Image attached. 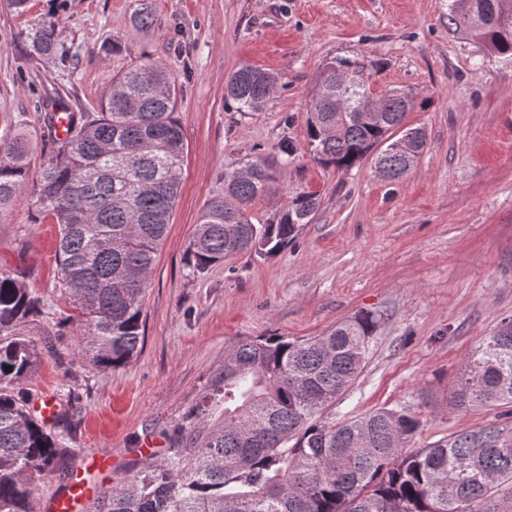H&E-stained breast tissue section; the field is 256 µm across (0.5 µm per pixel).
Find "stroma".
I'll use <instances>...</instances> for the list:
<instances>
[{
  "label": "stroma",
  "mask_w": 512,
  "mask_h": 512,
  "mask_svg": "<svg viewBox=\"0 0 512 512\" xmlns=\"http://www.w3.org/2000/svg\"><path fill=\"white\" fill-rule=\"evenodd\" d=\"M149 6L151 26L138 24ZM449 0H0V138L26 133L39 170L54 149L44 117L60 96L96 111L113 76L146 60L166 63L179 90L186 145L179 197L143 305L144 344L130 363L101 369L58 339L65 308L58 227L33 223L23 193L0 215V262L23 273L42 311L26 325L40 357L22 384L31 411L57 407L46 428L64 449L40 479V507L72 484L91 497L146 459L166 455L173 427L199 404L241 343L272 334L325 335L362 311L381 314L373 355L327 420L404 407L421 420L412 450L500 420V408L461 409L452 396L471 352L512 319V61L489 55L448 26ZM54 20L70 56L34 58L32 28ZM381 64L374 91L403 88L406 117L427 146L391 181L373 158L339 169L315 162L308 104L333 58ZM250 65L279 77L278 93L243 112L224 98L226 78ZM293 148L281 159L280 145ZM277 160L278 189L248 214L263 224L296 194H316L311 223L280 253H242L188 276L195 222L224 190L225 172ZM83 397L74 402L69 388Z\"/></svg>",
  "instance_id": "stroma-1"
}]
</instances>
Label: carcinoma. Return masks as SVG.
I'll use <instances>...</instances> for the list:
<instances>
[{
  "label": "carcinoma",
  "instance_id": "carcinoma-1",
  "mask_svg": "<svg viewBox=\"0 0 512 512\" xmlns=\"http://www.w3.org/2000/svg\"><path fill=\"white\" fill-rule=\"evenodd\" d=\"M449 24L487 52L512 60V0H452ZM58 22L29 35L37 57L58 54ZM378 63L336 57L323 69L309 105L314 161L348 169L373 150L377 168L401 178L422 154L426 136L395 148L412 95L389 89L368 118L355 101L371 91ZM278 78L245 65L224 85V98L255 110L278 91ZM178 92L158 61L113 77L97 112H70L58 98L46 114L49 133L67 113L65 136L35 178L32 147L18 135L0 144V213L31 190L38 216L58 225L59 282L78 313L77 354L101 368L127 365L144 342L142 305L167 237L182 178L184 138ZM276 162L255 159L224 174V193L200 211L188 246V274L237 254H275L311 222L320 201L291 198L273 219L254 224L249 206L276 192ZM43 302L10 267L0 266V512H34L35 482L55 471L62 441L29 411L20 386L37 359L25 326ZM381 316L360 313L306 340L259 336L224 357L206 402L169 438L160 462L143 464L90 512H512V320L468 358L454 403L501 407L504 423L487 424L409 452L421 421L405 408L382 407L327 421L325 407L356 382L371 354Z\"/></svg>",
  "mask_w": 512,
  "mask_h": 512
}]
</instances>
